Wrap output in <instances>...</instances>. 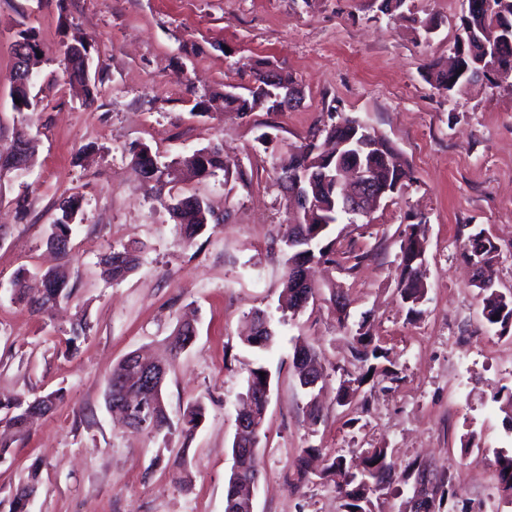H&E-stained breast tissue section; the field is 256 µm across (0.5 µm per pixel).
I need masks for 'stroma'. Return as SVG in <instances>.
Returning <instances> with one entry per match:
<instances>
[{"label":"stroma","mask_w":512,"mask_h":512,"mask_svg":"<svg viewBox=\"0 0 512 512\" xmlns=\"http://www.w3.org/2000/svg\"><path fill=\"white\" fill-rule=\"evenodd\" d=\"M410 5L408 20L383 14L380 0H0V140L22 126L37 141L33 164L0 183V394L65 395L0 456V512L33 473L30 512H224L239 401L258 363L273 381L255 512H342L333 478L299 487L287 478L311 445L356 462L383 447L399 472L416 460L431 464L450 476L457 512H479L473 488L494 470L496 451L512 448L492 399L512 390V330L484 321L462 253L471 234L485 232L498 247L494 286L512 293V85L485 82L452 96L431 87L424 66L447 60L462 0ZM416 18L432 21L434 32L417 34ZM23 29L33 30L41 58L38 106L20 112L10 74ZM78 39L92 58L89 106L61 64ZM261 61L296 79L301 104L246 119L225 110V85L251 86ZM333 110L385 136L414 173L369 221L337 224V249L364 256L356 269L314 270L317 286L344 297L350 324L370 320L399 376L362 386L370 408L353 423L335 402L350 338L327 303L278 325L268 351L241 341L255 311L279 314L284 257L273 244L291 206L272 163L329 124ZM213 142L250 184L227 186L220 171L188 181L187 193L230 217L187 244L131 154L146 145L168 161ZM70 195L81 214L62 255L45 240L56 202ZM418 222L427 294L412 319L395 288L400 242ZM133 241L143 247L138 269L119 282L103 275L101 258ZM56 267L73 293L51 313L11 301L18 270L36 278ZM187 316L196 338L171 353L168 338ZM80 317L86 334L66 346ZM299 336L327 372L315 426L292 365ZM133 352L166 363L171 421L204 401L192 436L136 431L109 412L112 369Z\"/></svg>","instance_id":"stroma-1"}]
</instances>
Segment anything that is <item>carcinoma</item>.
<instances>
[{
    "mask_svg": "<svg viewBox=\"0 0 512 512\" xmlns=\"http://www.w3.org/2000/svg\"><path fill=\"white\" fill-rule=\"evenodd\" d=\"M483 7L471 11L461 18V36L467 38L466 53L462 56H453V66L449 67L438 61H431L426 65L427 80L438 90L450 94H463L480 81V78L491 76L496 71L501 74L512 75V0H480ZM271 67L267 63H257L253 86L247 88V93L224 96V107L235 110L242 116L250 115L256 106H263L267 112L283 111V101L270 100V91L276 86H293L295 82L291 75L275 72L276 81L267 79ZM64 71L69 84L79 89L85 100H93L96 86L87 82L82 67L73 61L72 51L65 52ZM365 130L363 122L355 116H345L340 121L332 123L322 129L324 139L317 143L312 139L288 153L280 156L274 164L279 181L290 186L291 174L308 164L311 170L327 175L336 173L340 160H346L348 148L343 143L353 135ZM376 148L372 149L367 157L373 180L379 184L393 183L398 180L404 182L412 179L411 170L406 162L397 157L395 149L381 134H373ZM166 171L163 181H156L154 185L159 190H167L170 200L171 212H176L180 202L186 206L181 211L183 224L181 230L185 242H192L196 236L206 228L202 218H211L214 211L202 198L183 192L180 184L183 182L182 168H187L198 177H208L216 171L224 172V183L247 182V173L239 164H230L224 161V151L220 144L211 143L195 151L187 158H176L162 163ZM308 192L315 200L318 216L326 220L322 224L305 210L294 212L293 219L289 220L285 233L280 238L279 251L286 255L283 289L279 297L278 309L282 318L296 317L294 308L300 298L299 286L304 279L303 266L319 262L336 261V240L331 238L333 225L347 220L350 224L357 223L359 216L349 213L340 202L339 194L333 182L322 183L318 178L309 184ZM78 198L69 196L58 203L60 216L50 225L46 237V245L59 242L55 250L61 254L68 251L71 226L75 223L80 212L77 205ZM495 247L491 240L479 231L468 237L463 249V257L474 264L480 265L478 272L485 273L494 263ZM426 252V239L422 231V224L409 225L408 232L400 244L399 267L400 278L397 283V294L407 306L408 313L413 316L421 315L420 306L425 301L427 289L423 286V273L420 269L418 257ZM108 274L114 280L125 278L134 272L140 264V255L137 248L125 246L121 250H112L103 257ZM27 271L20 270L11 280L10 288L12 300L26 303L48 312L57 302L67 299L72 294L68 286L66 275L58 270H49L43 274L46 282L56 289L50 295L31 297L25 288ZM482 316L490 326H499L505 330L512 325V295L499 292L493 286L480 288ZM276 337L272 321L263 314L254 317L251 333L243 339V343L256 351H265L271 347ZM351 353L354 360L361 363L362 372L354 378H349L340 384L336 404L347 407L356 413L366 410L368 398H358L359 388L368 380V374L387 375L388 368L381 365V361L388 359V352L379 344L373 332L372 325L367 319H362L357 327L350 329ZM316 364V374L324 378V368L319 361L315 349L306 344H295L293 354L294 368L299 369L307 363ZM139 370L131 367L127 360H122L112 371V401L121 400L123 390L140 392ZM165 379L159 380L157 395L151 398L153 404L151 420L153 425L148 432L159 435L170 431L172 423L167 415L164 401L159 399L163 394ZM271 386V374L262 365L252 367L248 371L244 397L250 400L249 415L253 416L256 424H264L268 408L265 387ZM310 396L307 403L309 417L312 424H317L321 416L320 390L310 388L306 390ZM27 408L23 403L11 396L0 397V423L5 424V430L12 435H22L27 429ZM206 406L200 399L187 404L182 414L181 431L185 436L193 434L205 417ZM319 452V448L310 446L303 450L295 465L296 481L306 483L310 480L308 471V457ZM237 466L236 477L228 478L224 499L225 502L237 503L243 485L252 480L259 473V459L257 451H245L234 459ZM496 471L498 481L503 492L512 498V452L506 449L496 451ZM344 477L338 484L336 491L343 501L344 512H374L372 496L384 491L394 476V467L388 461V452L385 448H370L366 451L362 470L350 471L347 459L342 454H333L326 459L325 467L320 476ZM430 476L434 481L435 493L439 494V502L447 503L450 497V478L437 476L429 466L416 461L408 465L402 478L411 476L419 479ZM38 477L33 473L28 481L21 485V491L16 492L9 502V512H29V497L37 494Z\"/></svg>",
    "mask_w": 512,
    "mask_h": 512,
    "instance_id": "cac0c4a2",
    "label": "carcinoma"
}]
</instances>
